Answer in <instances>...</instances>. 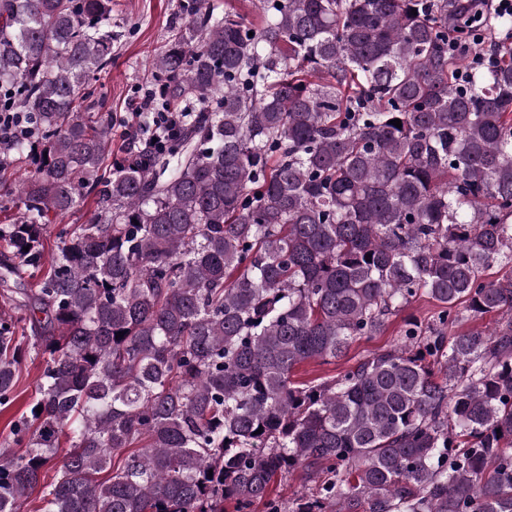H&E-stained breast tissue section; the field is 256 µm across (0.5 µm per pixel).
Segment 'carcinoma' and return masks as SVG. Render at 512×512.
Returning <instances> with one entry per match:
<instances>
[{"instance_id":"1","label":"carcinoma","mask_w":512,"mask_h":512,"mask_svg":"<svg viewBox=\"0 0 512 512\" xmlns=\"http://www.w3.org/2000/svg\"><path fill=\"white\" fill-rule=\"evenodd\" d=\"M251 3L179 0L158 107L202 110L106 176L112 0H0V109L36 116L0 145V405L41 359L0 512H512V43L452 0ZM94 204L89 199L80 203L75 209L63 217H58L49 225L46 241V252L51 257L60 245L57 234L64 224H84L92 215ZM437 310V306L426 298L413 303L406 310L390 318L385 330L371 338H362L353 342L346 356L336 360V364L322 365L318 362L310 361L298 366L292 374V380L296 382H308L320 377H326L339 373L355 364L363 356L388 348L399 342L400 329L403 319L408 316H417L427 318Z\"/></svg>"}]
</instances>
